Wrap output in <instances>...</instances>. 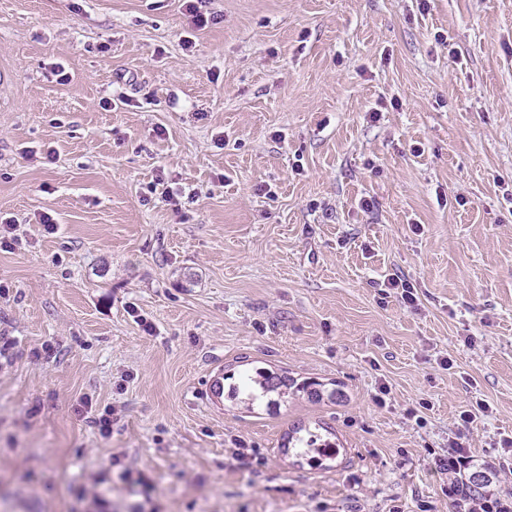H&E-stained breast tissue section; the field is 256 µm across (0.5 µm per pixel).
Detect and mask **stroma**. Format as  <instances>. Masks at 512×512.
Here are the masks:
<instances>
[{"instance_id": "35a3bbf8", "label": "stroma", "mask_w": 512, "mask_h": 512, "mask_svg": "<svg viewBox=\"0 0 512 512\" xmlns=\"http://www.w3.org/2000/svg\"><path fill=\"white\" fill-rule=\"evenodd\" d=\"M205 10L0 0V512H454L452 437L512 493V0ZM254 367L343 396L206 400Z\"/></svg>"}]
</instances>
